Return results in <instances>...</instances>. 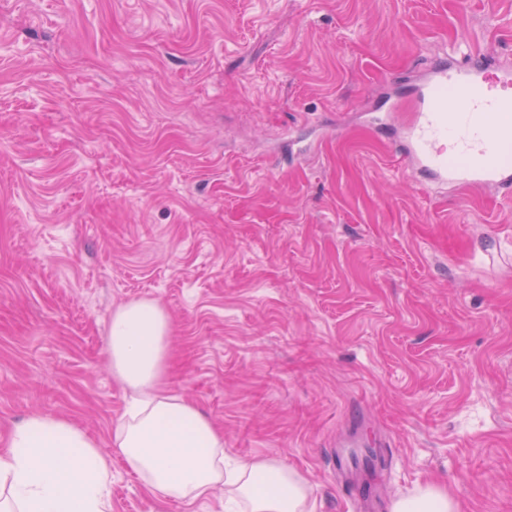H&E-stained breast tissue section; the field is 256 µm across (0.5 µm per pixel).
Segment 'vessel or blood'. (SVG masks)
Returning <instances> with one entry per match:
<instances>
[{
  "instance_id": "vessel-or-blood-1",
  "label": "vessel or blood",
  "mask_w": 512,
  "mask_h": 512,
  "mask_svg": "<svg viewBox=\"0 0 512 512\" xmlns=\"http://www.w3.org/2000/svg\"><path fill=\"white\" fill-rule=\"evenodd\" d=\"M412 115L399 150L440 185L512 186V69L491 73L485 56L436 62L410 89Z\"/></svg>"
}]
</instances>
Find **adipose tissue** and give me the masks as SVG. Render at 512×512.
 Listing matches in <instances>:
<instances>
[{
    "mask_svg": "<svg viewBox=\"0 0 512 512\" xmlns=\"http://www.w3.org/2000/svg\"><path fill=\"white\" fill-rule=\"evenodd\" d=\"M171 325L164 308L140 300L112 314L108 350L132 401L112 433L127 468L161 501L190 505L224 491V512H310L311 486L273 458L224 469V434L164 375ZM0 512H112V462L70 420L34 414L0 449ZM392 512H459L446 488L429 483L395 500Z\"/></svg>",
    "mask_w": 512,
    "mask_h": 512,
    "instance_id": "obj_1",
    "label": "adipose tissue"
}]
</instances>
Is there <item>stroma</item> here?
<instances>
[{
  "label": "stroma",
  "instance_id": "stroma-1",
  "mask_svg": "<svg viewBox=\"0 0 512 512\" xmlns=\"http://www.w3.org/2000/svg\"><path fill=\"white\" fill-rule=\"evenodd\" d=\"M512 65V0H0V438L64 416L117 458L112 312L157 301L165 387L224 453L304 473L357 423L417 484L512 512V193L438 189L365 114L440 58Z\"/></svg>",
  "mask_w": 512,
  "mask_h": 512
}]
</instances>
